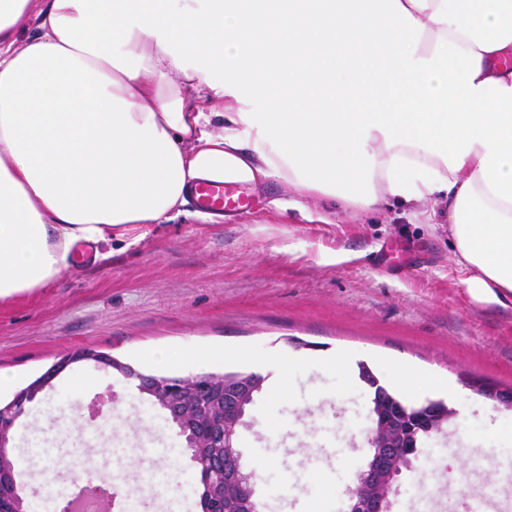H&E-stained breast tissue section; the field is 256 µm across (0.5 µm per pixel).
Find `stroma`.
<instances>
[{
  "instance_id": "obj_1",
  "label": "stroma",
  "mask_w": 512,
  "mask_h": 512,
  "mask_svg": "<svg viewBox=\"0 0 512 512\" xmlns=\"http://www.w3.org/2000/svg\"><path fill=\"white\" fill-rule=\"evenodd\" d=\"M249 195V210L152 225L137 243L113 242L106 261L81 254L77 269L48 287L0 302V371L22 388L78 348L178 377L250 373L258 354L295 358L288 395L264 383L247 411L242 466L278 458L255 483L264 512L312 504L344 512L365 458L372 395L326 359L357 355L399 395L396 370L408 364L458 385L447 405L466 411L470 436L452 423L426 439L395 482L391 512H409L422 479L446 486L464 458L484 466L458 470L463 487L494 478L496 512H512V410L465 384L512 387V300L473 304L447 225L417 223L401 205L354 212L276 178ZM394 246L407 263L382 265ZM156 349L161 358L146 361ZM89 429L96 441L85 438ZM13 453L30 512H59L89 459L112 479L114 512H126L129 496L136 512H199L198 470L178 429L129 379L90 363L28 405Z\"/></svg>"
}]
</instances>
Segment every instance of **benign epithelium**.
<instances>
[{"instance_id": "benign-epithelium-1", "label": "benign epithelium", "mask_w": 512, "mask_h": 512, "mask_svg": "<svg viewBox=\"0 0 512 512\" xmlns=\"http://www.w3.org/2000/svg\"><path fill=\"white\" fill-rule=\"evenodd\" d=\"M85 362L104 369L114 366L112 356L107 353L77 349L61 357L36 385L24 388L12 400L0 403V449L12 447L13 431L25 405L33 402L40 393L52 389L53 381L61 373ZM119 373L137 380L139 392L166 413L179 429L192 458H197L198 451L205 449L216 469L222 473L229 469L234 472L242 491L239 512H262L261 504L254 496L256 474L245 471L241 464L238 448L239 429L243 425L241 414L234 408L224 411V377L197 375L174 381L143 374L131 367L121 369ZM198 482L205 486L204 498L212 505V510L225 512L224 476L216 477L213 469L204 468L199 470ZM24 503L22 488L16 479V465L0 452V512H24Z\"/></svg>"}]
</instances>
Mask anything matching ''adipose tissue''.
<instances>
[{"instance_id": "obj_1", "label": "adipose tissue", "mask_w": 512, "mask_h": 512, "mask_svg": "<svg viewBox=\"0 0 512 512\" xmlns=\"http://www.w3.org/2000/svg\"><path fill=\"white\" fill-rule=\"evenodd\" d=\"M272 177L447 225L512 296V0H0V302Z\"/></svg>"}]
</instances>
